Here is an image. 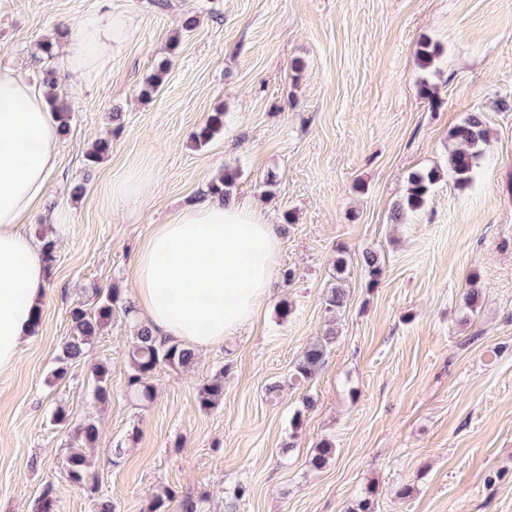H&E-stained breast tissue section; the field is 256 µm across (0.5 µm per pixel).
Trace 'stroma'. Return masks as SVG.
Listing matches in <instances>:
<instances>
[{
	"label": "stroma",
	"mask_w": 512,
	"mask_h": 512,
	"mask_svg": "<svg viewBox=\"0 0 512 512\" xmlns=\"http://www.w3.org/2000/svg\"><path fill=\"white\" fill-rule=\"evenodd\" d=\"M100 2L0 0V66L37 77L38 43ZM112 7L133 33L99 76L76 77L55 61L72 132L27 230H51L57 260L39 326L18 365L0 373V512H26L49 482L53 512H96L102 501L147 512L165 486L176 493L171 512L187 503L197 512H347L369 485L376 512H512V0ZM188 16L197 26L186 33ZM426 41L440 56L425 70L417 51ZM167 56L162 92L141 100V84ZM424 80L437 104L420 97ZM218 107L223 132L196 146L194 132ZM471 112L483 114L490 138L472 182L460 186L447 173L449 134ZM107 135L110 154L87 167L86 153ZM433 167L443 176L425 205L392 223L409 173ZM227 171L234 197L258 204L280 239L275 283L252 321L193 365L158 369L142 406L126 394L133 330L121 321L54 378L72 304L96 288L131 298L135 256L153 224L202 199ZM140 172L150 175L140 201L114 208L113 184ZM61 212L70 224L58 231ZM369 252L383 263L375 281L363 263ZM340 255L347 300L338 339L316 378L293 385L294 363L328 319L323 297ZM473 275L483 294L469 314ZM99 361L111 368L102 403L88 375ZM218 373L224 401L203 410L198 387ZM59 405L98 422L93 483L65 477L70 438L51 422ZM325 438L336 452L316 470L309 461ZM242 484L249 492L239 499Z\"/></svg>",
	"instance_id": "stroma-1"
}]
</instances>
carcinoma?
Listing matches in <instances>:
<instances>
[{
    "label": "carcinoma",
    "instance_id": "carcinoma-1",
    "mask_svg": "<svg viewBox=\"0 0 512 512\" xmlns=\"http://www.w3.org/2000/svg\"><path fill=\"white\" fill-rule=\"evenodd\" d=\"M42 56L39 57L40 83L51 89L58 84V71L54 66L55 53L50 43L40 47ZM437 47L429 42L421 44L418 50L420 66L424 69L434 65L438 58ZM170 66V60L164 59L155 67L153 73L142 84L139 95L144 100H151L158 95L164 86L165 76ZM49 105L54 112L59 136L66 139L71 133L72 113L68 104L59 99L56 94L49 95ZM224 130V111L211 113L203 126L194 134V143L198 146L208 144L212 138ZM455 148L448 157V171L459 185L469 183L473 178L474 168L483 154L487 142L488 129L483 116L479 112L468 114L450 133ZM112 148V139H99L93 149L87 154L88 164L93 165L105 156ZM441 172L436 168L427 171H415L408 176L405 194L397 200L392 208V220L402 221L407 213L421 209L427 201L429 193L438 180ZM233 175L225 173L213 180L207 187V195L221 199L231 198L230 187ZM42 257L47 267H52L56 260L57 241L46 235H40ZM481 298V289L477 286V277L469 280V288L464 296V306L470 312H475ZM325 309L334 317L346 304L345 289L336 284L329 288L324 300ZM72 335L62 343L59 360L67 363L77 361L84 356V346L100 335L116 320H123L133 327V340L128 350L130 373L127 379V396L137 404L150 402L154 398L151 379L158 368L166 365L170 368H184L195 359V351L169 338L155 335L151 329L138 322L134 316L133 302L121 297L116 288L98 289L91 303L77 302L69 310ZM336 341L335 328H329L323 338L309 345L293 366L291 379L297 385H303L313 380L322 368L329 349ZM90 378L93 383L94 399L106 401L110 396V371L105 363H95L90 367ZM198 403L204 410H211L224 400V373L220 372L204 381L198 389ZM53 421L62 428H71L73 443L64 460V470L68 479L75 484L85 483L91 474V450L99 438L97 422L86 417L75 426H70V413L59 405L53 412ZM335 445L327 440H321L316 446V453L310 459L314 469L323 468L334 456ZM53 485L48 484L34 500L32 512H50L52 507ZM376 489H367L349 508V512H375ZM175 499V492L168 488H160L153 495L149 512H168L169 505Z\"/></svg>",
    "mask_w": 512,
    "mask_h": 512
}]
</instances>
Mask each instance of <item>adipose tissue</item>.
<instances>
[{
	"instance_id": "1",
	"label": "adipose tissue",
	"mask_w": 512,
	"mask_h": 512,
	"mask_svg": "<svg viewBox=\"0 0 512 512\" xmlns=\"http://www.w3.org/2000/svg\"><path fill=\"white\" fill-rule=\"evenodd\" d=\"M131 28L129 18L107 9L82 21L59 51L71 73L88 76L123 50ZM47 95L0 68V372L16 365L48 276L40 245L24 229L59 156ZM278 248L258 206L205 198L175 209L136 254L138 321L200 352L222 343L268 296Z\"/></svg>"
}]
</instances>
